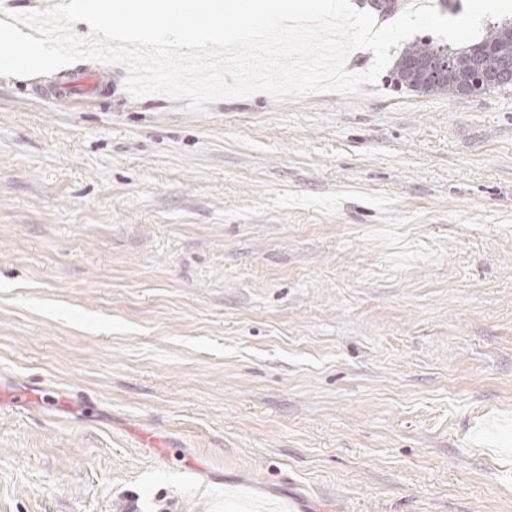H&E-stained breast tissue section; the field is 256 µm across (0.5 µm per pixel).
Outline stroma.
Returning a JSON list of instances; mask_svg holds the SVG:
<instances>
[{"instance_id": "obj_1", "label": "stroma", "mask_w": 512, "mask_h": 512, "mask_svg": "<svg viewBox=\"0 0 512 512\" xmlns=\"http://www.w3.org/2000/svg\"><path fill=\"white\" fill-rule=\"evenodd\" d=\"M70 69L0 76V512H512V90Z\"/></svg>"}]
</instances>
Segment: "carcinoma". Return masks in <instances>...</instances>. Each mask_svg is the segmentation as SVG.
Instances as JSON below:
<instances>
[{"mask_svg":"<svg viewBox=\"0 0 512 512\" xmlns=\"http://www.w3.org/2000/svg\"><path fill=\"white\" fill-rule=\"evenodd\" d=\"M435 48L432 42H419L411 45L400 56L395 66L396 80L400 85L422 95L434 93L459 94L458 79L474 76L481 72L499 81L497 89H512V24H500L479 42L462 49H451L454 77L446 82L430 83L418 79L411 70L410 63L418 56L425 55Z\"/></svg>","mask_w":512,"mask_h":512,"instance_id":"obj_1","label":"carcinoma"}]
</instances>
